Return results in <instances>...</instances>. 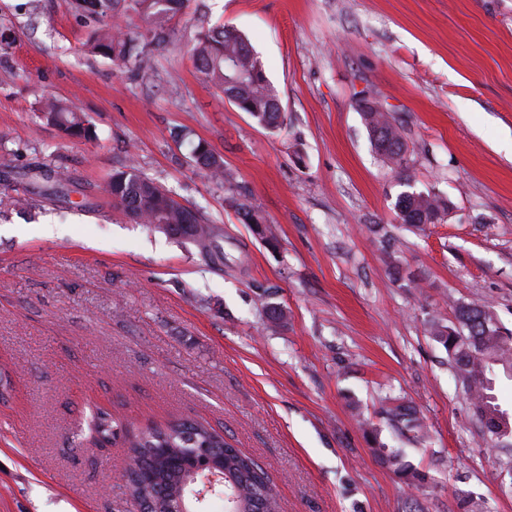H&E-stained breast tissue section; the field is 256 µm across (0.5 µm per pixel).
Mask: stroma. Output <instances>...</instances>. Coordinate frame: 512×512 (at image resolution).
<instances>
[{
	"instance_id": "obj_1",
	"label": "stroma",
	"mask_w": 512,
	"mask_h": 512,
	"mask_svg": "<svg viewBox=\"0 0 512 512\" xmlns=\"http://www.w3.org/2000/svg\"><path fill=\"white\" fill-rule=\"evenodd\" d=\"M218 24L259 57L280 129L198 72L195 34ZM173 29L136 73L88 49L68 0H0V512H138L128 438L180 418L254 456L284 512H512V447L474 428L429 334L470 302L512 329V0H190ZM360 96L401 125L407 178L373 151ZM47 97L95 139L42 124ZM131 157L215 226L223 266L114 204ZM409 186L447 202L441 223L397 220ZM390 397L417 408L424 441L381 419ZM100 413L125 425L106 444ZM190 158L200 169L205 170L217 184H224V160L202 141L190 142Z\"/></svg>"
}]
</instances>
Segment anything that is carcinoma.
<instances>
[{"mask_svg": "<svg viewBox=\"0 0 512 512\" xmlns=\"http://www.w3.org/2000/svg\"><path fill=\"white\" fill-rule=\"evenodd\" d=\"M189 0H70L71 10L91 19L95 26L88 44L92 52L138 71L147 67L143 47L160 46L171 36V22L185 12ZM134 14L145 28L119 33L104 23L106 19ZM197 69L224 93L238 109L255 123L276 129L284 123L278 95L268 81L259 58L235 31L218 25L198 32L192 47ZM372 146L388 139L405 147L399 126L392 114L374 102L361 110ZM38 119L72 138H89L92 130L83 113L57 99L44 102ZM393 170L403 175L408 170L406 152H378ZM190 158L217 184L224 183V160L202 141L190 143ZM107 191L126 215L138 224L191 241L214 266L224 264V252L216 244L215 228L197 213L180 204L157 181L142 173L134 162L112 172ZM402 223L416 228L434 224L448 210L435 195L404 192L396 202ZM486 303L460 304L456 322L431 325V336L447 350L448 359L461 384L463 399L472 418L484 428L494 447H501L512 435V422L498 407L492 394L495 369L512 372V330L483 320ZM386 420L413 438L423 436V423L416 409L395 401L382 410ZM118 425L102 414L94 430L102 441L117 434ZM129 463L122 474L128 494L146 503L150 512H207L214 500L224 502V512H255L263 503L276 512L277 500L267 472L250 456L234 447L215 429L194 420L177 419L165 425L151 424L129 440ZM381 459L394 466L409 480L418 475L398 454L379 451ZM204 468L219 474L203 502H198L192 470Z\"/></svg>", "mask_w": 512, "mask_h": 512, "instance_id": "1", "label": "carcinoma"}]
</instances>
